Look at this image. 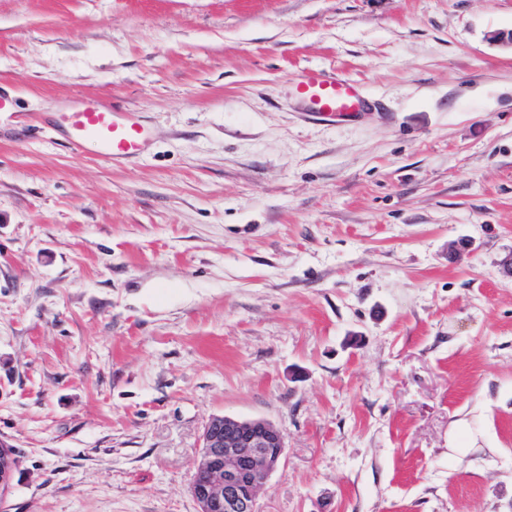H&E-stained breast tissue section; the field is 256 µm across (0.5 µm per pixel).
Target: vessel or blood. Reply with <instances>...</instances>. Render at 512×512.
Here are the masks:
<instances>
[{
    "instance_id": "1",
    "label": "vessel or blood",
    "mask_w": 512,
    "mask_h": 512,
    "mask_svg": "<svg viewBox=\"0 0 512 512\" xmlns=\"http://www.w3.org/2000/svg\"><path fill=\"white\" fill-rule=\"evenodd\" d=\"M298 93L315 115L343 119L361 111L366 100L354 82L312 71L299 82ZM71 143L96 142L100 155L119 161L140 154L149 138L146 127L129 112L98 103L82 104L64 116Z\"/></svg>"
}]
</instances>
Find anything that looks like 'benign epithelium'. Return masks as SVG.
<instances>
[{"label": "benign epithelium", "instance_id": "1", "mask_svg": "<svg viewBox=\"0 0 512 512\" xmlns=\"http://www.w3.org/2000/svg\"><path fill=\"white\" fill-rule=\"evenodd\" d=\"M285 453L284 432L267 420L212 417L191 482L198 512H257L258 492ZM13 467L11 451L0 441V489Z\"/></svg>", "mask_w": 512, "mask_h": 512}]
</instances>
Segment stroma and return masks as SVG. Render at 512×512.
Returning <instances> with one entry per match:
<instances>
[{
	"instance_id": "stroma-1",
	"label": "stroma",
	"mask_w": 512,
	"mask_h": 512,
	"mask_svg": "<svg viewBox=\"0 0 512 512\" xmlns=\"http://www.w3.org/2000/svg\"><path fill=\"white\" fill-rule=\"evenodd\" d=\"M512 0H0V512H512ZM369 105L314 116L304 71ZM150 133L118 164L62 113ZM459 430L465 454L448 448ZM286 448L284 432L267 420L213 416L191 482L198 512H257L258 492Z\"/></svg>"
}]
</instances>
